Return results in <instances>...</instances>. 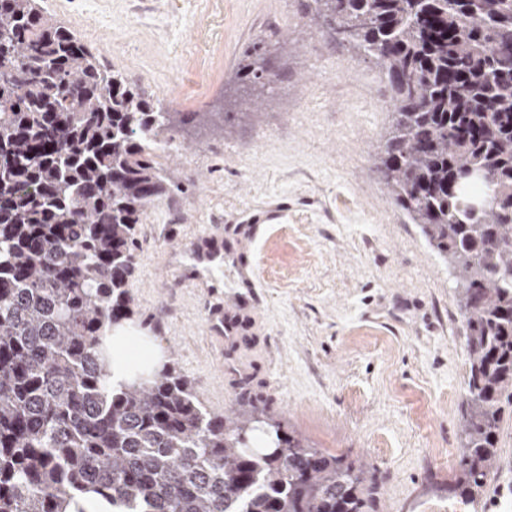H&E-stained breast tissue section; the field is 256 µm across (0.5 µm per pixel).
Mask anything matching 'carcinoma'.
<instances>
[{
	"label": "carcinoma",
	"mask_w": 512,
	"mask_h": 512,
	"mask_svg": "<svg viewBox=\"0 0 512 512\" xmlns=\"http://www.w3.org/2000/svg\"><path fill=\"white\" fill-rule=\"evenodd\" d=\"M313 4L388 77L377 168L455 274L469 371L452 491L474 504L512 398V0ZM262 60L244 77L269 76ZM191 120L38 0H0V512H67L83 493L131 512H376L364 465L261 410L206 412L170 362L107 386L136 226L169 192L158 148Z\"/></svg>",
	"instance_id": "obj_1"
}]
</instances>
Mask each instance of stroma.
<instances>
[{
    "label": "stroma",
    "mask_w": 512,
    "mask_h": 512,
    "mask_svg": "<svg viewBox=\"0 0 512 512\" xmlns=\"http://www.w3.org/2000/svg\"><path fill=\"white\" fill-rule=\"evenodd\" d=\"M168 112H229L165 144L172 187L136 229L134 327L211 412L259 407L314 448L366 463L378 512H448L468 371L455 278L375 165L391 113L384 74L311 20L312 0H42ZM258 51L274 76L241 80ZM259 98L257 112L238 102ZM287 203L224 242V303L253 267L254 331L217 347L178 247ZM477 512H512V402Z\"/></svg>",
    "instance_id": "35a3bbf8"
}]
</instances>
